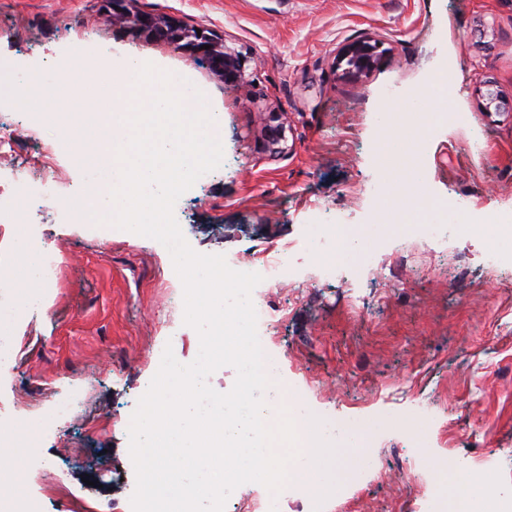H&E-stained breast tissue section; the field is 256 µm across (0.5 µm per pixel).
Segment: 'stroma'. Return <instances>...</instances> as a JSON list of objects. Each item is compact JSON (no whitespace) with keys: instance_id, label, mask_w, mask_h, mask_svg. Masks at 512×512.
<instances>
[{"instance_id":"stroma-1","label":"stroma","mask_w":512,"mask_h":512,"mask_svg":"<svg viewBox=\"0 0 512 512\" xmlns=\"http://www.w3.org/2000/svg\"><path fill=\"white\" fill-rule=\"evenodd\" d=\"M223 39L246 59L259 90L224 84L188 46L155 41L113 22L107 0H0V66L57 80L89 43L133 52L181 71L208 94L224 127V169L181 195L174 216L198 253L232 260L293 244L314 217L368 228L383 238L364 266L318 280L304 257L302 280L268 293L287 309L270 345L284 381L307 413L337 420L393 416L373 438L374 471L348 491L353 512H406L436 464L464 461L491 494L512 491V261H490L487 236L441 241L378 223L399 210L372 192L375 125L393 94L439 88L451 67L443 115L417 114L430 139L419 220L432 205L466 198L473 212H512V0H136ZM379 41L377 66L358 79L336 54L361 38ZM501 96L487 112L488 94ZM285 150L262 146L270 113ZM469 123H460V114ZM57 131L22 125L0 156L31 175L50 173L62 196L28 214L62 264L50 304L16 332L17 367L0 380V406L34 419L73 387L84 404L46 444L43 472L27 477L43 512H130L136 475L128 429L139 398L173 347L192 362L198 334L183 322V285L170 279L158 241L103 236L71 219L89 175L54 151ZM429 407L424 462L415 428L397 424L414 401Z\"/></svg>"}]
</instances>
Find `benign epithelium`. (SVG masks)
<instances>
[{
  "label": "benign epithelium",
  "mask_w": 512,
  "mask_h": 512,
  "mask_svg": "<svg viewBox=\"0 0 512 512\" xmlns=\"http://www.w3.org/2000/svg\"><path fill=\"white\" fill-rule=\"evenodd\" d=\"M132 0H112V13L119 22L130 21L133 27L155 39L169 44L182 41L199 53L205 55L210 62L214 74L226 83L244 88L253 93L254 81L246 74V59L223 42L213 38L206 30L201 32L187 30L180 23L151 13L131 11L129 4ZM380 43L371 40H361L343 47L338 55L336 65L342 62L350 63L349 73L361 77L370 73L378 64L381 52ZM285 138V132L280 125H269L265 130L266 148L271 152L280 150V143Z\"/></svg>",
  "instance_id": "obj_1"
}]
</instances>
